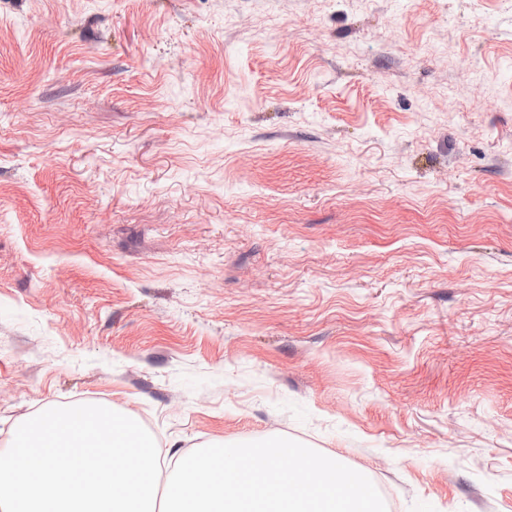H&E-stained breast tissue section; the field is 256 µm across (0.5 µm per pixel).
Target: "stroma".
Segmentation results:
<instances>
[{
  "label": "stroma",
  "mask_w": 512,
  "mask_h": 512,
  "mask_svg": "<svg viewBox=\"0 0 512 512\" xmlns=\"http://www.w3.org/2000/svg\"><path fill=\"white\" fill-rule=\"evenodd\" d=\"M89 402L512 512V0H0V452Z\"/></svg>",
  "instance_id": "obj_1"
}]
</instances>
